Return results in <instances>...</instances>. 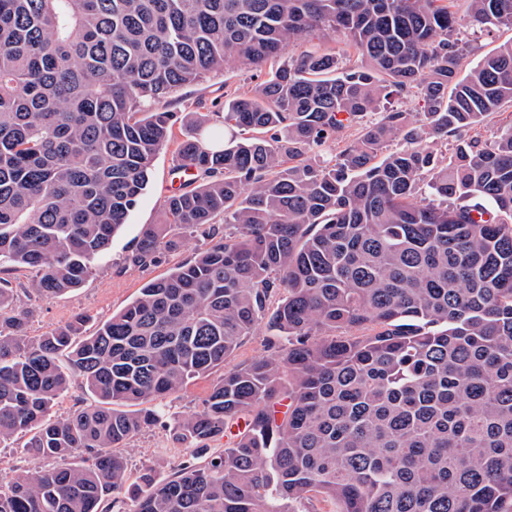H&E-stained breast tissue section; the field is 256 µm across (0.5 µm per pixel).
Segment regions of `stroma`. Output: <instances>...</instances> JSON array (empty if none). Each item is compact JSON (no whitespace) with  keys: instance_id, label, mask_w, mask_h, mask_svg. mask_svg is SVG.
I'll return each mask as SVG.
<instances>
[{"instance_id":"stroma-1","label":"stroma","mask_w":512,"mask_h":512,"mask_svg":"<svg viewBox=\"0 0 512 512\" xmlns=\"http://www.w3.org/2000/svg\"><path fill=\"white\" fill-rule=\"evenodd\" d=\"M265 76L262 70L224 69L200 83L178 90L164 101V109L176 116L173 136L156 154L149 184L127 223L113 237L107 254L96 260L92 275L80 288L46 300L32 291L29 271L14 269L6 272L16 307L28 313L29 335H43L80 315L87 318L86 329L94 330L100 321L129 303L145 282L166 276L173 267L194 257L203 247L204 240L198 234L185 233L179 247L165 252L156 264L138 268L125 261L132 240L146 225L166 221L163 201L177 165L176 149L187 118L203 114L211 125L222 126L225 100L250 92ZM221 376V370H213L167 398L163 418L157 424L144 427L127 442L122 453L127 460L128 481H136L148 469L156 476H167L179 462L190 456V445L174 441L172 428L181 418L201 409L208 391Z\"/></svg>"}]
</instances>
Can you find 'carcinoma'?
<instances>
[{
    "mask_svg": "<svg viewBox=\"0 0 512 512\" xmlns=\"http://www.w3.org/2000/svg\"><path fill=\"white\" fill-rule=\"evenodd\" d=\"M448 2L0 0V271L29 270L42 298L80 287L127 223L172 137L158 104L224 68L270 69L224 103V127L190 121L178 156L195 174L126 256L151 265L180 229L210 239L192 260L88 335L81 316L30 336L0 288V444L53 460L1 479L0 512H301L313 496L512 512V119L469 135L512 102V40L459 77L463 33L512 28V0H470L465 19ZM323 31L360 65L281 60ZM394 97L423 111L385 109ZM265 319L287 344L177 423L195 449L168 478L126 484L119 448L156 421L150 404ZM75 375L92 402L52 414Z\"/></svg>",
    "mask_w": 512,
    "mask_h": 512,
    "instance_id": "1",
    "label": "carcinoma"
}]
</instances>
